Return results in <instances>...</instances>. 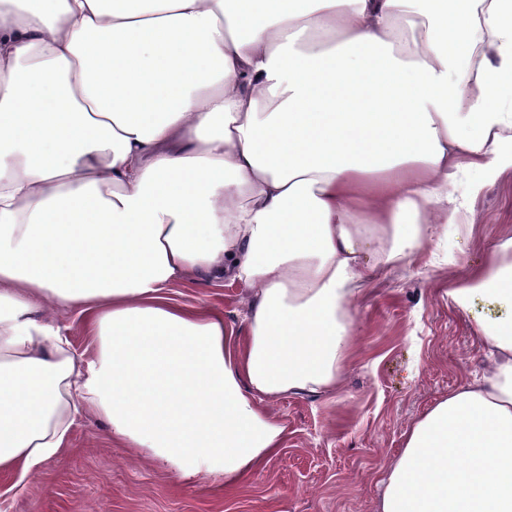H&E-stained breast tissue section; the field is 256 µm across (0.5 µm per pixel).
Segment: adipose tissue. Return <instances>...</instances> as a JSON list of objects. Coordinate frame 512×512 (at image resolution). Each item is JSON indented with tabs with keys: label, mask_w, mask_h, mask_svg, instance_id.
Returning <instances> with one entry per match:
<instances>
[{
	"label": "adipose tissue",
	"mask_w": 512,
	"mask_h": 512,
	"mask_svg": "<svg viewBox=\"0 0 512 512\" xmlns=\"http://www.w3.org/2000/svg\"><path fill=\"white\" fill-rule=\"evenodd\" d=\"M512 170V0H0V470L94 410L184 477L281 445L335 390L361 285ZM248 289L245 339L174 303ZM489 362L433 405L376 512H512V236L448 287ZM87 317L82 359L55 321Z\"/></svg>",
	"instance_id": "obj_1"
}]
</instances>
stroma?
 Wrapping results in <instances>:
<instances>
[{"instance_id": "1", "label": "stroma", "mask_w": 512, "mask_h": 512, "mask_svg": "<svg viewBox=\"0 0 512 512\" xmlns=\"http://www.w3.org/2000/svg\"><path fill=\"white\" fill-rule=\"evenodd\" d=\"M466 222L453 265H431L424 254L362 286L335 393L263 400L284 425V442L236 488L202 474L178 477L112 438L88 410L60 456L25 482L0 471V512H376L382 473L406 431L483 360L468 316L449 307L446 291L512 234L511 172L481 190ZM168 295L220 310L225 324L243 330L249 295L237 284L186 279Z\"/></svg>"}]
</instances>
